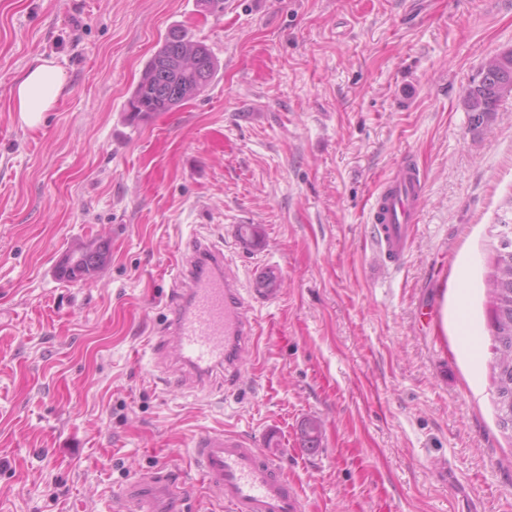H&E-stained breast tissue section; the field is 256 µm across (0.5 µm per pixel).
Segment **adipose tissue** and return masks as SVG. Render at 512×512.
I'll return each instance as SVG.
<instances>
[{
	"label": "adipose tissue",
	"mask_w": 512,
	"mask_h": 512,
	"mask_svg": "<svg viewBox=\"0 0 512 512\" xmlns=\"http://www.w3.org/2000/svg\"><path fill=\"white\" fill-rule=\"evenodd\" d=\"M63 85V73L54 61L46 59L29 69L14 85V110L27 126L38 124L43 112L54 104Z\"/></svg>",
	"instance_id": "1"
}]
</instances>
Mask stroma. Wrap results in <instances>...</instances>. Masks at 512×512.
<instances>
[{"label": "stroma", "instance_id": "obj_1", "mask_svg": "<svg viewBox=\"0 0 512 512\" xmlns=\"http://www.w3.org/2000/svg\"><path fill=\"white\" fill-rule=\"evenodd\" d=\"M220 68L197 99L130 122L170 28ZM512 48V0H0V512H122L156 471L179 512H229L191 442L251 436L303 512H512L487 281L512 196V98L472 127L464 89ZM64 75L36 128L12 88ZM423 180L401 265L369 211L402 162ZM256 225L284 280L238 383H176L158 351L173 256L237 252ZM103 245L90 279L70 252ZM315 435H308L309 425ZM107 260L102 247H85L74 250L60 269L61 278L69 282L83 281L90 277Z\"/></svg>", "mask_w": 512, "mask_h": 512}]
</instances>
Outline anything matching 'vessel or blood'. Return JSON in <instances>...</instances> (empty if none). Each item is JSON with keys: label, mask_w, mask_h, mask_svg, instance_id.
<instances>
[{"label": "vessel or blood", "mask_w": 512, "mask_h": 512, "mask_svg": "<svg viewBox=\"0 0 512 512\" xmlns=\"http://www.w3.org/2000/svg\"><path fill=\"white\" fill-rule=\"evenodd\" d=\"M421 197L418 171L406 163L376 196L369 222L380 253L393 263H400L408 250ZM174 269L177 295L168 306L165 343L194 384H203L220 366L227 385H234L240 352L257 346L254 314L279 295V266L259 264L247 280H239L223 248L193 237L179 246ZM192 453L207 490L231 512H302L297 486L255 440L209 431L194 438ZM134 487V495L126 499L128 512H157V495L171 502L184 495L161 475L135 481Z\"/></svg>", "instance_id": "b4317fda"}]
</instances>
